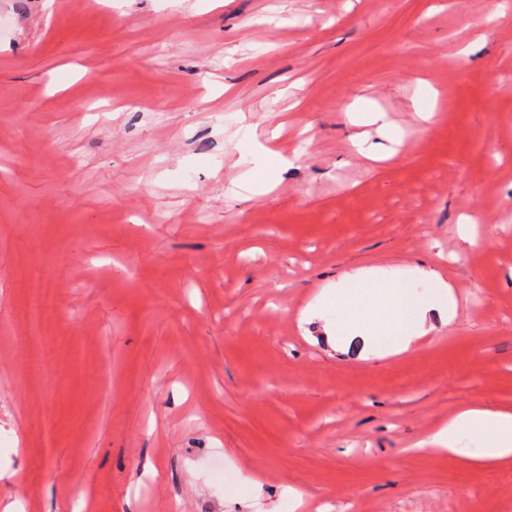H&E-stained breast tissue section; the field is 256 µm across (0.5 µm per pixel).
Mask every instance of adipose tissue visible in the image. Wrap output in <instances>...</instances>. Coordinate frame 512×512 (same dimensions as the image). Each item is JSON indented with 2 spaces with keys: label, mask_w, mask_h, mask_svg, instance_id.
<instances>
[{
  "label": "adipose tissue",
  "mask_w": 512,
  "mask_h": 512,
  "mask_svg": "<svg viewBox=\"0 0 512 512\" xmlns=\"http://www.w3.org/2000/svg\"><path fill=\"white\" fill-rule=\"evenodd\" d=\"M318 333L331 345L359 338L364 349L400 354L448 323L457 303L439 273L420 266L360 269L341 276L337 287L318 299ZM425 447L483 468L512 463V411L469 405L438 431Z\"/></svg>",
  "instance_id": "adipose-tissue-1"
}]
</instances>
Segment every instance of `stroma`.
Masks as SVG:
<instances>
[{
    "label": "stroma",
    "instance_id": "stroma-1",
    "mask_svg": "<svg viewBox=\"0 0 512 512\" xmlns=\"http://www.w3.org/2000/svg\"><path fill=\"white\" fill-rule=\"evenodd\" d=\"M0 15V507L290 512V487L299 512H512V465L416 447L512 407V0ZM356 112L399 129L393 156L358 151L386 138ZM250 125L291 163L267 193L233 185ZM415 263L450 324L400 355L308 335L343 272Z\"/></svg>",
    "mask_w": 512,
    "mask_h": 512
}]
</instances>
